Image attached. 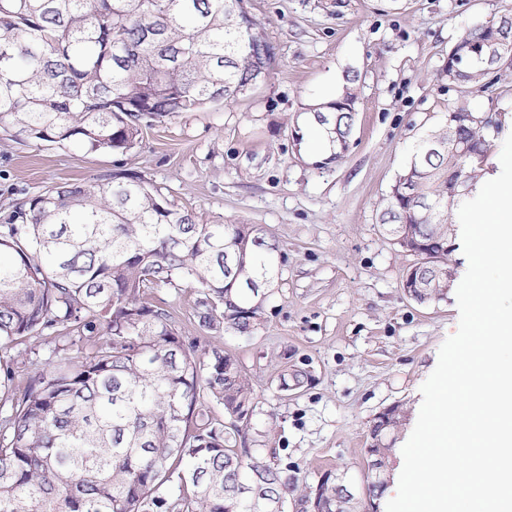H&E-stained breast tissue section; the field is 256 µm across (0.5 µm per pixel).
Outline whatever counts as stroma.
Returning <instances> with one entry per match:
<instances>
[{
  "mask_svg": "<svg viewBox=\"0 0 512 512\" xmlns=\"http://www.w3.org/2000/svg\"><path fill=\"white\" fill-rule=\"evenodd\" d=\"M248 8L276 64L229 106L142 117L140 141L123 155L19 143L0 129V219L47 188L125 176L197 223L263 227L280 260L262 317L252 335L220 339L256 391L238 445L262 447L269 431L299 478L344 471L362 485L373 419L404 408L393 451L401 458L420 387L460 318L455 293L424 305L405 295L402 275L416 258L384 234L380 203L449 103L496 113L512 133V67L466 97L447 80L462 32L512 11V0H248ZM347 86L356 94L350 148L325 165L305 117ZM198 297L184 286L151 296L188 345L204 342ZM286 369L306 371L302 389H280Z\"/></svg>",
  "mask_w": 512,
  "mask_h": 512,
  "instance_id": "1",
  "label": "stroma"
}]
</instances>
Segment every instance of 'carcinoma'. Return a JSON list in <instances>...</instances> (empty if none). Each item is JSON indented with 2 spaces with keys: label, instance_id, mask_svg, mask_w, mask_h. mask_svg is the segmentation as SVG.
Wrapping results in <instances>:
<instances>
[{
  "label": "carcinoma",
  "instance_id": "cac0c4a2",
  "mask_svg": "<svg viewBox=\"0 0 512 512\" xmlns=\"http://www.w3.org/2000/svg\"><path fill=\"white\" fill-rule=\"evenodd\" d=\"M260 32L246 0H0V125L19 142L127 153L141 117L228 105L260 84L275 63ZM458 42L473 48L458 91L487 86L488 69L512 59V14ZM354 102L348 88L316 121L332 161L352 134ZM451 111L458 122L418 141L404 169L429 208L389 194L382 212L384 231L410 224L426 242L420 272L439 301L451 212L482 171V160L448 151V137L488 151L474 112L455 102ZM463 163L464 186L450 196L448 173ZM277 269L262 228L199 224L132 178L64 183L15 203L0 224V350L31 339L50 350L42 362L0 357V512H254L235 496L245 480L285 508L307 500L311 512H336L340 501L342 512H360L334 486L322 497L299 482L277 449L237 447L242 428L224 427L213 410L253 407L251 377L217 344L186 346L168 311L145 299L197 288L204 333L250 336L262 305L239 314L237 283ZM388 477L367 481L368 500Z\"/></svg>",
  "mask_w": 512,
  "mask_h": 512
}]
</instances>
